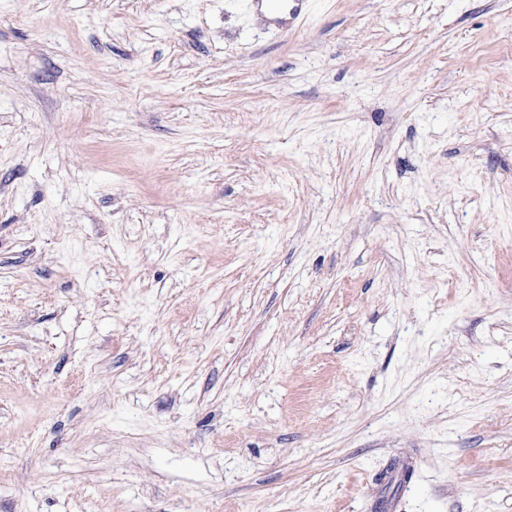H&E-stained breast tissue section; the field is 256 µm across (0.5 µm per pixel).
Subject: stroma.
<instances>
[{"label": "stroma", "instance_id": "1", "mask_svg": "<svg viewBox=\"0 0 512 512\" xmlns=\"http://www.w3.org/2000/svg\"><path fill=\"white\" fill-rule=\"evenodd\" d=\"M0 512H512V0H0ZM269 7L266 10L270 20L278 25H287L302 14V0H262Z\"/></svg>", "mask_w": 512, "mask_h": 512}]
</instances>
